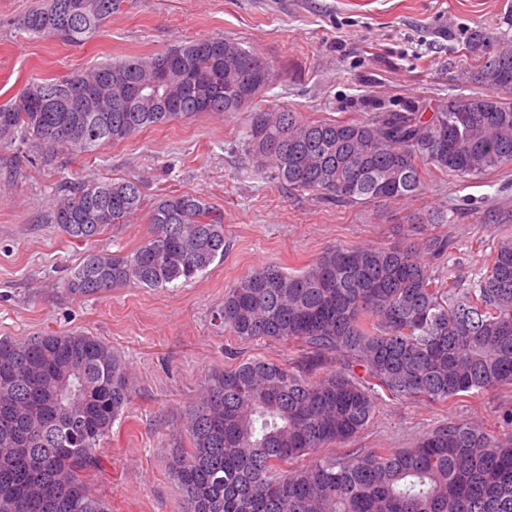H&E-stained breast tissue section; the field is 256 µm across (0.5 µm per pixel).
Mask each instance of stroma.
<instances>
[{"mask_svg": "<svg viewBox=\"0 0 512 512\" xmlns=\"http://www.w3.org/2000/svg\"><path fill=\"white\" fill-rule=\"evenodd\" d=\"M37 0H0V101L27 81L86 70L125 54H153L213 36L268 59L275 79L264 104L309 120L369 119L382 112L432 115L448 99L492 97L475 76L480 55L512 51V0H123L84 45L23 31ZM125 178L148 199L205 198L224 213L226 250L195 279L165 288L122 286L72 298L66 274L88 251L116 254L148 235L146 218L85 242L48 220L59 183ZM447 236L442 261L467 276L512 236V167L465 181L430 180L419 198L350 205L288 193L247 152L246 114L201 112L144 128L95 154L46 157L29 141L0 148V337L82 331L119 351L134 389L112 425L92 478L112 512H179L169 472L186 405L215 369L265 357L300 360L297 346L244 341L217 311L252 269L296 272L325 248L394 244L409 225ZM512 412V388H489L448 405L380 395L354 448L413 447L439 424L473 422L494 431Z\"/></svg>", "mask_w": 512, "mask_h": 512, "instance_id": "stroma-1", "label": "stroma"}]
</instances>
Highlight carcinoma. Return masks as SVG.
<instances>
[{"label":"carcinoma","instance_id":"cac0c4a2","mask_svg":"<svg viewBox=\"0 0 512 512\" xmlns=\"http://www.w3.org/2000/svg\"><path fill=\"white\" fill-rule=\"evenodd\" d=\"M43 0L23 17L41 38L86 43L121 0ZM178 60L158 94V55L124 56L57 79H33L0 104V143L32 140L89 154L147 127L212 112L247 115V149L287 189L346 204L417 197L429 179L470 178L512 165V103L460 96L430 117L383 112L370 120L307 121L260 105L266 87L252 66L269 62L224 37L168 48ZM215 79L187 88L182 70ZM480 82L512 94V52L479 65ZM51 92L85 98L70 127L37 104ZM52 223L88 241L144 207L127 180L57 186ZM150 236L122 255L90 253L65 288L74 297L116 286L165 288L224 258V213L204 198L166 195L147 213ZM423 245L328 248L300 273L251 270L224 295L219 319L241 340L296 343L298 364L255 359L210 373L184 411L170 471L182 512H512V434L450 420L411 448L325 454L363 432L379 393L446 405L469 393L512 387V237L472 277L444 280ZM363 374H358L356 368ZM128 369L112 346L83 332L0 338V512H111L90 485L100 444L130 403Z\"/></svg>","mask_w":512,"mask_h":512}]
</instances>
